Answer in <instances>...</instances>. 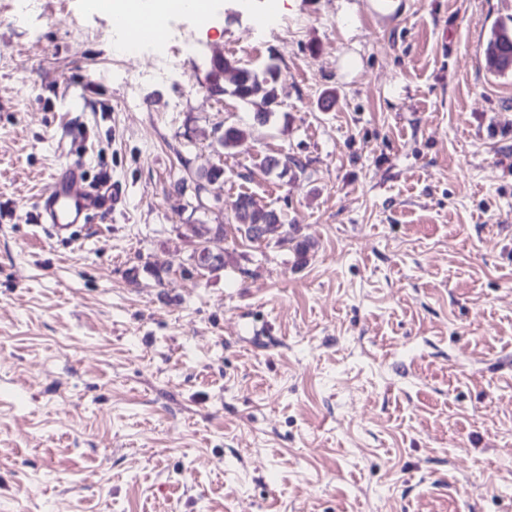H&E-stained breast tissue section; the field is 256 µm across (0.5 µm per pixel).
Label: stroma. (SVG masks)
<instances>
[{
    "instance_id": "stroma-1",
    "label": "stroma",
    "mask_w": 512,
    "mask_h": 512,
    "mask_svg": "<svg viewBox=\"0 0 512 512\" xmlns=\"http://www.w3.org/2000/svg\"><path fill=\"white\" fill-rule=\"evenodd\" d=\"M390 3L173 15L203 51L155 78L83 0H0V512H512V0ZM217 56L280 66L266 125ZM78 157L123 203L59 239ZM242 193L293 241L241 237ZM485 54L494 65L496 75L512 73V66L506 64V60L512 56V28L504 22L495 25L486 40Z\"/></svg>"
}]
</instances>
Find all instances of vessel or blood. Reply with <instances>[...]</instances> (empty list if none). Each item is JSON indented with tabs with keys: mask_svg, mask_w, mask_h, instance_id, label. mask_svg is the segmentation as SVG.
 <instances>
[{
	"mask_svg": "<svg viewBox=\"0 0 512 512\" xmlns=\"http://www.w3.org/2000/svg\"><path fill=\"white\" fill-rule=\"evenodd\" d=\"M120 23L132 27L134 38L138 41L158 39L166 27L165 18L152 15L135 22L124 17ZM52 181V190L42 196L35 206L34 221L51 225L57 234L67 233L77 224L92 223L111 204L110 188L88 183L81 173L80 164L60 167Z\"/></svg>",
	"mask_w": 512,
	"mask_h": 512,
	"instance_id": "b4317fda",
	"label": "vessel or blood"
}]
</instances>
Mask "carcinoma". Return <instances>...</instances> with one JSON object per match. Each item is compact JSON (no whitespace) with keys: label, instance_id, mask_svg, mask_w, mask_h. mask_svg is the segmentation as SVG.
<instances>
[{"label":"carcinoma","instance_id":"1","mask_svg":"<svg viewBox=\"0 0 512 512\" xmlns=\"http://www.w3.org/2000/svg\"><path fill=\"white\" fill-rule=\"evenodd\" d=\"M485 54L494 65L496 75L505 76L512 73V66L506 64V60L512 56V28L504 22L495 25L486 40ZM228 72L233 73V87L230 89L224 84V76ZM209 76L210 90L213 93H230L255 108L254 120L259 123L269 120L277 103L276 85L281 76V70L277 65L269 64L263 70L256 71L238 67L233 61L221 57L212 61ZM243 136L242 129L230 126L224 129L217 142L222 150L229 151ZM264 165L269 171L279 167L284 170L293 167L303 172L306 167L301 160L288 155L268 156L264 159ZM233 209L236 230L243 233L248 241L261 242L278 232L283 234L281 241H290L283 214L274 209L258 206L250 195H239L234 201Z\"/></svg>","mask_w":512,"mask_h":512}]
</instances>
